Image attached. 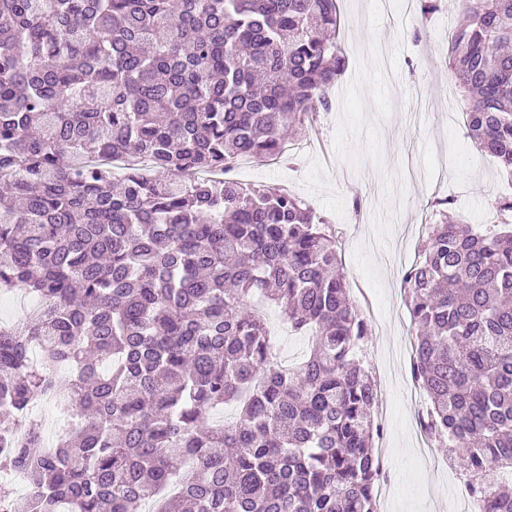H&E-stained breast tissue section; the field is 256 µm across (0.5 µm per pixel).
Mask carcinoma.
<instances>
[{
	"label": "carcinoma",
	"instance_id": "cac0c4a2",
	"mask_svg": "<svg viewBox=\"0 0 512 512\" xmlns=\"http://www.w3.org/2000/svg\"><path fill=\"white\" fill-rule=\"evenodd\" d=\"M337 0H0V512H377L370 328L304 199L230 176L330 109ZM448 65L467 134L512 177V0H466ZM426 227L405 269L435 447L512 512V194ZM260 298L312 333L277 357ZM41 343L68 382L33 365ZM58 397L75 429L15 420ZM228 405L236 416L209 426Z\"/></svg>",
	"mask_w": 512,
	"mask_h": 512
}]
</instances>
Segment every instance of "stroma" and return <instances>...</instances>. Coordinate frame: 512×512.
Instances as JSON below:
<instances>
[{
	"mask_svg": "<svg viewBox=\"0 0 512 512\" xmlns=\"http://www.w3.org/2000/svg\"><path fill=\"white\" fill-rule=\"evenodd\" d=\"M463 0H443L430 18L404 14L400 0H338L345 69L319 114L317 142L289 163L257 164L245 183L277 185L326 218L339 241L349 295L372 300L371 334L361 356L377 385L378 409L393 414L375 446L388 461L393 498L382 512H454L464 488L458 464L439 472L413 448L415 406L405 385L414 336L401 272L418 255L410 227L433 220V203L466 224L498 222L512 193L499 164L475 152L445 64L450 18Z\"/></svg>",
	"mask_w": 512,
	"mask_h": 512,
	"instance_id": "obj_1",
	"label": "stroma"
}]
</instances>
